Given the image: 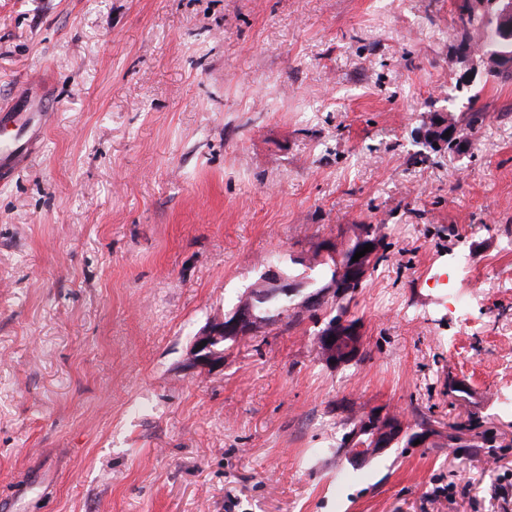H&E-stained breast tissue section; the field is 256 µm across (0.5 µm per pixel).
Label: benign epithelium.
Listing matches in <instances>:
<instances>
[{
	"mask_svg": "<svg viewBox=\"0 0 512 512\" xmlns=\"http://www.w3.org/2000/svg\"><path fill=\"white\" fill-rule=\"evenodd\" d=\"M461 5L471 14H482L491 20L497 37L503 42H512V0H463ZM471 35L459 39L455 45L453 61L458 72L460 86L471 85L477 75H487L490 71L512 72V57L509 55H479L470 50ZM461 124L446 111L429 113L416 131L417 139L426 149L433 152H446L448 144L459 141ZM372 250L357 261H352L356 252L365 245ZM379 241L360 236L357 246L345 258L339 260L336 279L339 281H364L372 269V259L379 252ZM302 285L296 279L286 278L275 264L266 267L257 285L249 288L238 306L224 314V317L210 322L193 342L191 367L197 371L211 373L224 368V340L256 336L266 323L258 319L253 310L251 294L263 290L274 294L295 295ZM342 295L331 286L319 296L311 295L303 299L304 307L320 308L340 301ZM317 343L323 360L331 367L349 364L356 360L363 347L362 327L358 320L342 315L324 325L317 334ZM390 415L371 411L363 416L361 424L349 437L354 442L359 435H368L374 441L375 451L379 452L391 445Z\"/></svg>",
	"mask_w": 512,
	"mask_h": 512,
	"instance_id": "benign-epithelium-1",
	"label": "benign epithelium"
}]
</instances>
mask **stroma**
<instances>
[{
	"mask_svg": "<svg viewBox=\"0 0 512 512\" xmlns=\"http://www.w3.org/2000/svg\"><path fill=\"white\" fill-rule=\"evenodd\" d=\"M457 5L0 0V107L53 101L0 186V512H512V80L455 90ZM474 106L468 157L414 163L428 112ZM359 224L388 243L361 360L307 320L190 368L267 261L313 292ZM372 408L424 444L353 462ZM470 414L496 447L449 441Z\"/></svg>",
	"mask_w": 512,
	"mask_h": 512,
	"instance_id": "35a3bbf8",
	"label": "stroma"
}]
</instances>
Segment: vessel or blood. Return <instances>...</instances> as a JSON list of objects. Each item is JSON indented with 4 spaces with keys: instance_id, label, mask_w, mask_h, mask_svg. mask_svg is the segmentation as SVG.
<instances>
[{
    "instance_id": "1",
    "label": "vessel or blood",
    "mask_w": 512,
    "mask_h": 512,
    "mask_svg": "<svg viewBox=\"0 0 512 512\" xmlns=\"http://www.w3.org/2000/svg\"><path fill=\"white\" fill-rule=\"evenodd\" d=\"M48 96L41 86L28 85L14 111L0 114V185L12 182L40 149L47 130Z\"/></svg>"
}]
</instances>
